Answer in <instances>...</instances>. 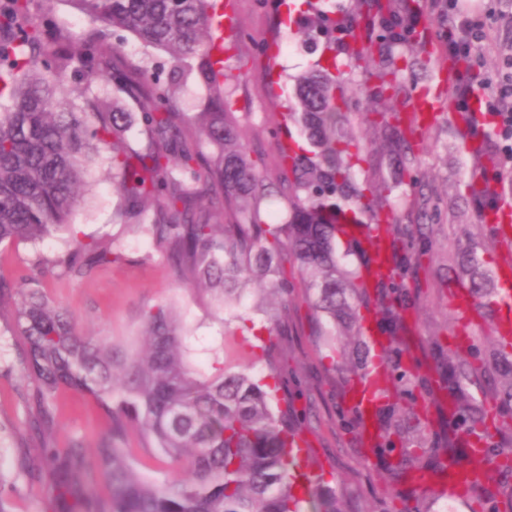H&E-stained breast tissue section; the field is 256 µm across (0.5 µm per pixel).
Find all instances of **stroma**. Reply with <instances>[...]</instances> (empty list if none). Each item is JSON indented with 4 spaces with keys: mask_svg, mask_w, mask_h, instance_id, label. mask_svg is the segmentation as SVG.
<instances>
[{
    "mask_svg": "<svg viewBox=\"0 0 512 512\" xmlns=\"http://www.w3.org/2000/svg\"><path fill=\"white\" fill-rule=\"evenodd\" d=\"M235 4L238 26L233 47L224 55L228 72L237 77L231 86L232 109L246 128L254 155L269 163L273 160L271 130L277 105L290 100L293 76L308 69L319 53L300 47L297 38H285L281 41L275 67H268L263 47L278 17L274 0H235ZM471 15L489 28L495 42L491 49L478 45L470 48L476 78L474 94L481 98L499 78L504 54L512 52V0H478ZM448 53L446 42L437 43L430 77L419 80L405 70L400 74L401 82L419 91H430L440 102H447ZM456 134L453 115L444 109L422 135L419 172L428 191L437 198L439 213L433 221L437 225L436 238L441 242L448 239L449 206H456L461 223L479 221L468 198L457 199L453 204L448 201L449 193L462 189L466 178L465 163L448 151ZM118 202L112 185L110 153L103 149L94 158L85 185L84 202L71 220L88 236L120 233V226L112 219ZM61 247L56 238L44 239L33 247L4 245L0 247V266L22 273L36 258H53ZM125 255V261L96 269L81 278L47 277L44 286L56 302L77 315L86 332L123 344L137 342L144 308L167 302L178 303L185 309L187 325L196 336L206 338L215 332L218 324L210 310L201 306L191 292L177 287L169 264L160 254L149 252L144 243L131 238L126 242ZM451 312L444 297L419 302L410 318L414 326L413 345L426 346L436 339L448 343L444 324ZM288 317L295 332L281 339L284 363L306 391L305 398L299 399L296 407L311 416L314 431L309 439L316 454L335 460L336 475L344 479L349 494L348 512H362L365 502L384 487L383 464L375 458L362 460L351 434L336 418L330 387L322 377L320 360L309 342L312 324L300 296L292 297ZM18 353V348L13 346L0 355V425L14 420L23 411ZM56 416V437L61 443L78 434L83 436L86 447L92 448L105 429V421L95 403L77 392L66 391L59 396Z\"/></svg>",
    "mask_w": 512,
    "mask_h": 512,
    "instance_id": "stroma-1",
    "label": "stroma"
}]
</instances>
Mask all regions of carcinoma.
<instances>
[{"label": "carcinoma", "instance_id": "obj_1", "mask_svg": "<svg viewBox=\"0 0 512 512\" xmlns=\"http://www.w3.org/2000/svg\"><path fill=\"white\" fill-rule=\"evenodd\" d=\"M36 0H0V244L57 237L65 248L16 275L0 267V319L22 344L24 417L10 423L16 448L10 472L0 447V512L14 497L37 488L45 512H345L330 459L311 448L308 420L295 408L300 383L288 376L278 336L288 335V302L295 284L282 276L291 264L312 314L310 343L334 387L339 420L359 451L387 463L384 480L397 488L443 472L482 476L468 448L486 439L489 457L512 447V345L501 338L459 336V316L448 318V350H424V368L406 339V313L422 294L416 274L433 249V195L416 179L418 146L406 134L411 90L405 68L428 72L432 52L417 29L415 0H303L298 16L316 13L306 38L322 40L319 60L295 79L294 105L275 118V173L252 159L247 134L230 109L235 76L214 71L211 55L224 49L216 27L221 0H65L96 25L62 32L52 19L32 17ZM121 30L169 59V78L152 72L149 58H117ZM456 79L472 68L469 51L451 55ZM369 76L360 87L383 153L371 150L349 112L351 71ZM83 70L116 80L139 109L133 116L68 74ZM206 89L205 110L181 109L183 80ZM448 150L470 161L471 200L483 213L502 185L507 161L495 140L473 132L469 111ZM111 150L112 183L120 195L119 234L85 240L70 224L82 204L81 187L99 149ZM275 189L288 220L264 205ZM378 229L391 239V272L375 287L359 269L344 270L337 225ZM446 279L465 285L481 317L496 293L495 272L479 250L500 244L496 232L468 248L457 239L470 225L454 224ZM161 254L182 288L194 293L234 335L235 324L258 323L250 358L215 356L205 369L193 362L181 308L158 304L143 312L136 346L85 335L74 315L47 294L43 279L60 270L80 278L124 257L121 236ZM392 326L382 338L383 389L374 404L375 432L365 435L363 412L347 404L355 382L373 363L363 311ZM74 390L88 395L107 430L93 452L73 435L56 440V402ZM136 429L146 448L180 464L162 479L146 476L127 440ZM499 474L507 489L488 491L471 512H512V466ZM105 483L107 494L97 492ZM444 494L420 489L401 500L381 496L368 512H441Z\"/></svg>", "mask_w": 512, "mask_h": 512}]
</instances>
